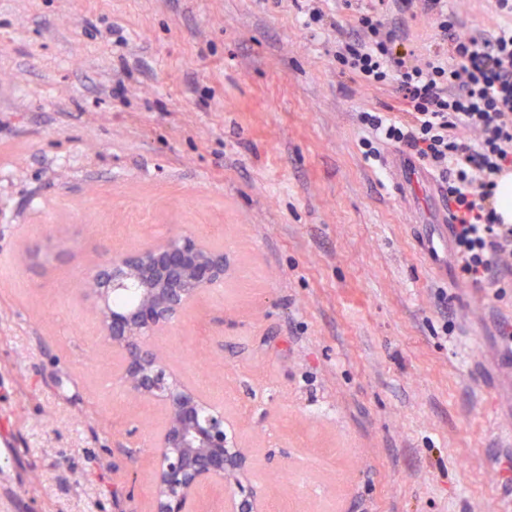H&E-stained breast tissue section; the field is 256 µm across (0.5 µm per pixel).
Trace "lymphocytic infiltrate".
I'll return each mask as SVG.
<instances>
[{"instance_id":"lymphocytic-infiltrate-1","label":"lymphocytic infiltrate","mask_w":512,"mask_h":512,"mask_svg":"<svg viewBox=\"0 0 512 512\" xmlns=\"http://www.w3.org/2000/svg\"><path fill=\"white\" fill-rule=\"evenodd\" d=\"M496 4L503 25L462 36L442 0H424L448 42L444 61L412 66L396 51L414 0H396L392 20L374 7L361 13L355 31L340 30L336 53L352 76L394 85L402 112L389 105L358 115L364 155L380 159L391 145L438 175L457 276L484 289L512 286V224L495 200L499 176L512 169V0Z\"/></svg>"}]
</instances>
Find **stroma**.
<instances>
[{"label": "stroma", "instance_id": "stroma-1", "mask_svg": "<svg viewBox=\"0 0 512 512\" xmlns=\"http://www.w3.org/2000/svg\"><path fill=\"white\" fill-rule=\"evenodd\" d=\"M371 3L0 0V512H152L162 408L76 287L179 231L229 271L152 344L246 458L201 512L512 503V288L438 277L430 212L393 189L407 153L363 156L358 112L395 96L343 73L336 29ZM446 8L461 34L499 21ZM404 24L425 61L435 15Z\"/></svg>", "mask_w": 512, "mask_h": 512}]
</instances>
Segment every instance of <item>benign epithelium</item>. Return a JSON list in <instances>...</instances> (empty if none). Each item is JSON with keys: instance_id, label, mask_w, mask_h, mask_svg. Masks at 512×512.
I'll return each mask as SVG.
<instances>
[{"instance_id": "benign-epithelium-1", "label": "benign epithelium", "mask_w": 512, "mask_h": 512, "mask_svg": "<svg viewBox=\"0 0 512 512\" xmlns=\"http://www.w3.org/2000/svg\"><path fill=\"white\" fill-rule=\"evenodd\" d=\"M224 249L186 232L161 243L115 253L97 267L91 295L99 330L121 357L119 382L136 397L159 402L164 411L154 442V512H195L200 495L240 471L245 463L224 427V412L194 389L166 375L150 339L170 331L200 293L224 283ZM134 290L129 306L112 297ZM225 512H261L256 499L225 500Z\"/></svg>"}]
</instances>
